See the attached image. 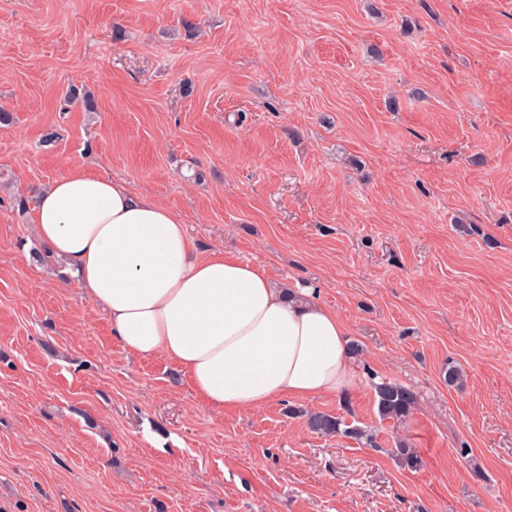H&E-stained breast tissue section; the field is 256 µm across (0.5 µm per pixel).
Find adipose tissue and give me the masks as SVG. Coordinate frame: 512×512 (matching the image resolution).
Wrapping results in <instances>:
<instances>
[{
    "label": "adipose tissue",
    "instance_id": "adipose-tissue-1",
    "mask_svg": "<svg viewBox=\"0 0 512 512\" xmlns=\"http://www.w3.org/2000/svg\"><path fill=\"white\" fill-rule=\"evenodd\" d=\"M37 235L71 266L131 356H161L213 409L333 395L351 381L348 331L311 289L216 252L193 257L179 215L80 166L35 206Z\"/></svg>",
    "mask_w": 512,
    "mask_h": 512
}]
</instances>
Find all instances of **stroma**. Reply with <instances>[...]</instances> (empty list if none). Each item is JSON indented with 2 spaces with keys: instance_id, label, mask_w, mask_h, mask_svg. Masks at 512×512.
Wrapping results in <instances>:
<instances>
[{
  "instance_id": "1",
  "label": "stroma",
  "mask_w": 512,
  "mask_h": 512,
  "mask_svg": "<svg viewBox=\"0 0 512 512\" xmlns=\"http://www.w3.org/2000/svg\"><path fill=\"white\" fill-rule=\"evenodd\" d=\"M0 109V512H512V0H0ZM76 164L312 289L351 385L214 410L129 355L35 235ZM377 411L380 419L403 421L415 409L417 396L409 388L383 381L374 386ZM306 424L308 429L317 435H338L347 434L357 440H366L369 444L374 443L372 435L366 434V431L358 427H345L341 418L325 412H312L307 415ZM345 426V425H344Z\"/></svg>"
}]
</instances>
